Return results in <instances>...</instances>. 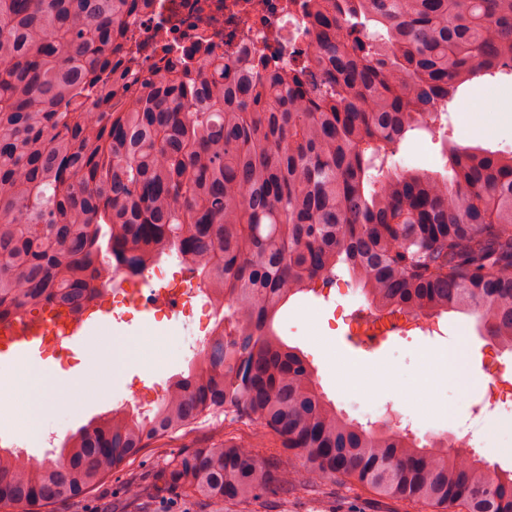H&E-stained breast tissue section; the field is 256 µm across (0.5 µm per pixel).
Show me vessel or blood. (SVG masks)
<instances>
[{"label": "vessel or blood", "mask_w": 512, "mask_h": 512, "mask_svg": "<svg viewBox=\"0 0 512 512\" xmlns=\"http://www.w3.org/2000/svg\"><path fill=\"white\" fill-rule=\"evenodd\" d=\"M110 325V310L104 305L96 307L91 315L52 319L47 329L35 323L15 324L11 333L0 335V375L20 363H40L50 345L63 352L89 349L100 341Z\"/></svg>", "instance_id": "b4317fda"}]
</instances>
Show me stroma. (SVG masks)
Returning a JSON list of instances; mask_svg holds the SVG:
<instances>
[{
    "label": "stroma",
    "instance_id": "stroma-1",
    "mask_svg": "<svg viewBox=\"0 0 512 512\" xmlns=\"http://www.w3.org/2000/svg\"><path fill=\"white\" fill-rule=\"evenodd\" d=\"M486 86L480 85L463 95L452 110L454 138L463 146L498 149L501 140L512 141V85L505 88L495 106L491 129L468 126L464 122L484 98ZM124 293L110 302L112 333L136 336L155 349L151 366L144 372L132 371L124 378H112L108 368L113 358L103 343L91 351L77 352L62 359H49L50 371L85 372L90 386L108 383L103 398L71 409L66 396H59L58 407L47 415L48 432L17 438L12 428V412H0V439L17 446L32 458H43L50 437L64 439L94 417L111 409L153 408L175 375L188 371L193 354L191 345L203 339L206 318L199 304L180 310L173 316L134 311L124 305ZM367 303L358 288L348 281L322 294H306L282 308L276 328L288 344L299 347L315 368L317 389L336 408L360 422H378L385 414L399 416L416 436L425 432L448 431L453 425L471 420L469 394L451 380L436 378L424 358L425 353L441 356L449 347L462 346L467 375L483 378L482 336L475 317L446 314L439 321L438 333L428 336L418 330L389 336L380 349L369 351L351 344L346 338L347 323ZM257 426L245 419L199 424L156 440L135 460L113 472L89 497L90 512H135L136 502L124 499L122 491L132 478L153 481L173 458L196 448L221 441H238L255 435ZM289 512H430L419 504L384 500L365 487L348 480L309 478L307 487L291 495Z\"/></svg>",
    "mask_w": 512,
    "mask_h": 512
}]
</instances>
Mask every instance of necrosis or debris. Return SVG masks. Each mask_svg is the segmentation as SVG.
Masks as SVG:
<instances>
[{"label":"necrosis or debris","mask_w":512,"mask_h":512,"mask_svg":"<svg viewBox=\"0 0 512 512\" xmlns=\"http://www.w3.org/2000/svg\"><path fill=\"white\" fill-rule=\"evenodd\" d=\"M302 0H143L124 23V41L136 49L135 78L158 66V47L186 55L206 45L236 62L260 54L283 64L290 50H308L310 19ZM485 381L471 411L474 418L499 415L512 405V372L497 357L483 367Z\"/></svg>","instance_id":"necrosis-or-debris-1"}]
</instances>
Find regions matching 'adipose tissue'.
Listing matches in <instances>:
<instances>
[{
  "label": "adipose tissue",
  "mask_w": 512,
  "mask_h": 512,
  "mask_svg": "<svg viewBox=\"0 0 512 512\" xmlns=\"http://www.w3.org/2000/svg\"><path fill=\"white\" fill-rule=\"evenodd\" d=\"M66 387L76 402H84L89 392L85 378L70 371H58L56 377L42 378L36 367L15 366L10 376L0 379V402L15 407L14 424L20 434L35 432L42 417L56 406V390Z\"/></svg>",
  "instance_id": "obj_1"
}]
</instances>
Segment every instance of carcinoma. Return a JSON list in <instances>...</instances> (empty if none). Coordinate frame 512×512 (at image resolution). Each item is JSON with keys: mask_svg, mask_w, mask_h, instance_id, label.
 Returning <instances> with one entry per match:
<instances>
[{"mask_svg": "<svg viewBox=\"0 0 512 512\" xmlns=\"http://www.w3.org/2000/svg\"><path fill=\"white\" fill-rule=\"evenodd\" d=\"M140 0H0V320L79 314L166 258L223 313L156 407L113 409L36 460L0 447V507L79 505L158 438L232 414L273 434L197 448L161 480L260 512L304 470L439 512H512V471L317 390L274 329L290 300L348 276L382 313H458L512 352V151L461 146L448 104L512 76V0H308L314 53L286 67L161 59L127 80ZM441 169L406 170L407 139ZM249 449L256 456L262 470L267 473L274 471L282 458L280 443L277 438L271 435L262 439L261 447Z\"/></svg>", "mask_w": 512, "mask_h": 512, "instance_id": "cac0c4a2", "label": "carcinoma"}]
</instances>
